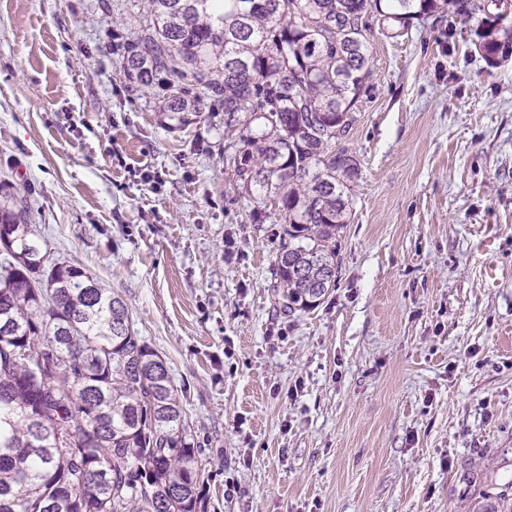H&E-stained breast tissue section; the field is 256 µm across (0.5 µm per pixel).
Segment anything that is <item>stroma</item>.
<instances>
[{
  "label": "stroma",
  "mask_w": 512,
  "mask_h": 512,
  "mask_svg": "<svg viewBox=\"0 0 512 512\" xmlns=\"http://www.w3.org/2000/svg\"><path fill=\"white\" fill-rule=\"evenodd\" d=\"M0 0V181L53 257L126 303L165 360L205 512H471L512 482V60L475 22L372 27L345 144L335 288L271 289L288 243L237 128L159 109L108 53L137 0Z\"/></svg>",
  "instance_id": "stroma-1"
}]
</instances>
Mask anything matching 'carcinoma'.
<instances>
[{
	"label": "carcinoma",
	"instance_id": "carcinoma-1",
	"mask_svg": "<svg viewBox=\"0 0 512 512\" xmlns=\"http://www.w3.org/2000/svg\"><path fill=\"white\" fill-rule=\"evenodd\" d=\"M478 20L488 66L512 27L476 0H145L125 75L170 76L162 112L203 99L239 127L236 175L278 200L288 239L274 288L288 310L336 287L356 159L339 142L371 72L369 20L400 34L447 10ZM261 120L264 130L253 124ZM0 185V512H205L198 448L165 361L123 299L53 259ZM475 512H512L487 493Z\"/></svg>",
	"mask_w": 512,
	"mask_h": 512
}]
</instances>
